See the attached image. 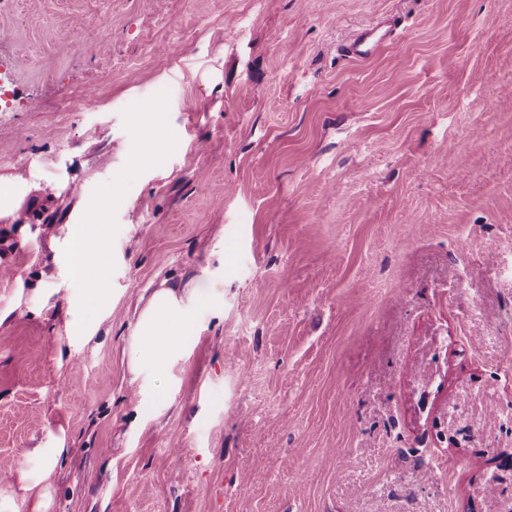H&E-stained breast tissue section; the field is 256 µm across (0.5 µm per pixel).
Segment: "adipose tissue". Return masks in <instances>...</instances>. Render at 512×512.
Wrapping results in <instances>:
<instances>
[{
  "instance_id": "1",
  "label": "adipose tissue",
  "mask_w": 512,
  "mask_h": 512,
  "mask_svg": "<svg viewBox=\"0 0 512 512\" xmlns=\"http://www.w3.org/2000/svg\"><path fill=\"white\" fill-rule=\"evenodd\" d=\"M58 260L70 277L89 274L105 277L108 254L101 234L84 224L67 227L66 248ZM208 301L198 291L197 279L187 282L162 281L143 305L132 332L128 348V370L131 380L149 389L154 396L166 390L170 369L183 356L179 341L193 322V313ZM65 436L57 434L52 448L25 451V463L0 486V500L8 503L33 502V512H50L54 504L53 475L59 459L65 454Z\"/></svg>"
}]
</instances>
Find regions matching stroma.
Masks as SVG:
<instances>
[{
  "label": "stroma",
  "instance_id": "35a3bbf8",
  "mask_svg": "<svg viewBox=\"0 0 512 512\" xmlns=\"http://www.w3.org/2000/svg\"><path fill=\"white\" fill-rule=\"evenodd\" d=\"M389 18L374 58L343 56ZM0 59V177L28 185L0 220L1 478L62 429L52 512H489L512 0H0ZM92 200L108 308L56 262ZM193 275L212 299L146 410L139 299ZM464 394L486 446L437 436ZM15 108L11 90V65L0 60V111L10 112ZM88 328L85 321L83 308L77 304H71L65 311V329L70 342L82 339Z\"/></svg>",
  "mask_w": 512,
  "mask_h": 512
}]
</instances>
